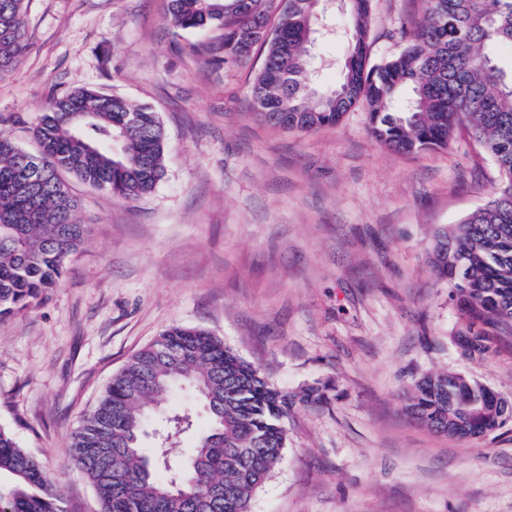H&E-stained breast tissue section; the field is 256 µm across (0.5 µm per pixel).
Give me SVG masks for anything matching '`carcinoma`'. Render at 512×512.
<instances>
[{
  "instance_id": "cac0c4a2",
  "label": "carcinoma",
  "mask_w": 512,
  "mask_h": 512,
  "mask_svg": "<svg viewBox=\"0 0 512 512\" xmlns=\"http://www.w3.org/2000/svg\"><path fill=\"white\" fill-rule=\"evenodd\" d=\"M348 51L339 82L318 87L307 53L312 35L334 38L322 0H167L177 30L221 32V60L263 62L251 85L256 117L302 133L336 125L367 107L369 133L400 153L443 149L458 132L493 163L492 197L440 236L434 268L448 282L460 322L454 343L475 359L512 335V68L496 50L512 46V0H425L426 20L390 59L368 65L371 0H345ZM29 0H0V75L30 49ZM33 156L0 131V318L30 309L66 276L87 225L60 178L65 172L133 200L165 175L164 130L151 107L94 88L51 100L32 129ZM29 170V206L14 175ZM176 349L169 362L163 352ZM177 386L193 390L207 426L184 464L154 461L143 438L152 405ZM328 386L288 392L210 332L173 326L132 355L83 416L69 448L101 512H247L253 492L281 463L284 425L297 405L330 403ZM405 410L451 438L491 435L512 402L459 373H429L406 394ZM0 512H65L39 461L0 427Z\"/></svg>"
}]
</instances>
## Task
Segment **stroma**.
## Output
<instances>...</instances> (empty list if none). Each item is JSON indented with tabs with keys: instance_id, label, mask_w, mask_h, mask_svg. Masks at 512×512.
<instances>
[{
	"instance_id": "obj_1",
	"label": "stroma",
	"mask_w": 512,
	"mask_h": 512,
	"mask_svg": "<svg viewBox=\"0 0 512 512\" xmlns=\"http://www.w3.org/2000/svg\"><path fill=\"white\" fill-rule=\"evenodd\" d=\"M32 45L0 78V129L29 153L53 97L97 88L151 105L165 175L125 200L73 176L87 241L64 281L0 320V426L60 487L100 512L69 442L137 350L174 325L209 330L298 406L283 462L249 512H512V423L479 439L427 430L404 395L455 372L512 400V336L480 359L452 341L459 312L432 272L439 234L490 198L492 163L464 134L400 154L364 106L311 133L265 125L249 89L263 56L214 62L217 32H172L165 0H30ZM424 0H372L369 56L400 49Z\"/></svg>"
}]
</instances>
